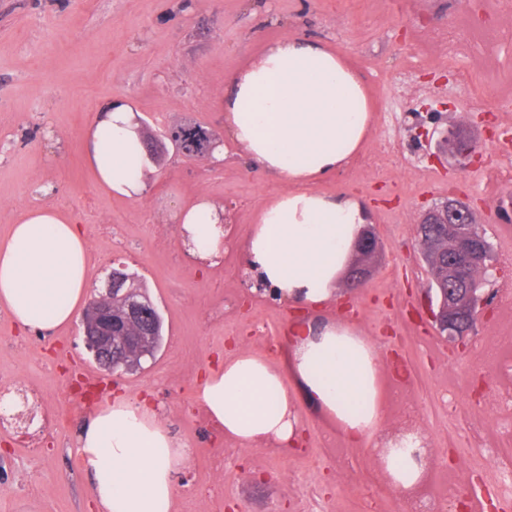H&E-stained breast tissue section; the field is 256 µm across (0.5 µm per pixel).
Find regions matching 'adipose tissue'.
I'll return each instance as SVG.
<instances>
[{
    "label": "adipose tissue",
    "mask_w": 512,
    "mask_h": 512,
    "mask_svg": "<svg viewBox=\"0 0 512 512\" xmlns=\"http://www.w3.org/2000/svg\"><path fill=\"white\" fill-rule=\"evenodd\" d=\"M224 127L251 165L285 177L292 191L270 202L245 243V274L253 285L302 304L331 298L349 268L368 222L351 196L312 190L319 177L348 164L364 140L370 115L360 77L321 43L286 38L230 75L224 86ZM87 157L106 191L137 199L147 185L139 124L118 97L90 132ZM185 248L200 259L224 249V210L207 197L175 210ZM87 238L51 207L26 211L0 239V308L25 330L71 323L89 295ZM292 375L302 392L335 421L352 445L380 429V368L375 346L343 324L294 329L286 366L243 350L209 371L197 399L227 440L243 446L295 443L296 402L284 385ZM384 456L394 485L415 488L429 467L421 442L409 436ZM101 512H172L175 475L189 455L146 401L116 400L90 416L78 440Z\"/></svg>",
    "instance_id": "obj_1"
}]
</instances>
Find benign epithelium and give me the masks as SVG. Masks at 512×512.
<instances>
[{
	"label": "benign epithelium",
	"instance_id": "obj_1",
	"mask_svg": "<svg viewBox=\"0 0 512 512\" xmlns=\"http://www.w3.org/2000/svg\"><path fill=\"white\" fill-rule=\"evenodd\" d=\"M166 137L185 158L200 152L209 155L216 146L214 135L200 125H180L168 130ZM419 224H443L448 228L451 246L445 248L433 240L423 255L434 269L433 280L425 290L427 316L439 332L460 340L472 331L485 300L473 288V281L489 280L493 270L490 247L474 230L476 218L470 204L453 196L425 209ZM122 284L120 273L113 272L106 294L91 297L82 323L86 348L108 376L115 370L112 355L125 354L144 341L142 336L131 335L130 329L142 324L152 308L147 301L131 298L124 311L114 315L112 290Z\"/></svg>",
	"mask_w": 512,
	"mask_h": 512
}]
</instances>
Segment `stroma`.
Segmentation results:
<instances>
[{
	"instance_id": "obj_1",
	"label": "stroma",
	"mask_w": 512,
	"mask_h": 512,
	"mask_svg": "<svg viewBox=\"0 0 512 512\" xmlns=\"http://www.w3.org/2000/svg\"><path fill=\"white\" fill-rule=\"evenodd\" d=\"M483 0H0V237L32 206H52L80 224L95 262L89 272L103 288L113 264L137 272L164 319L163 346L143 369L122 374L116 392H151L158 418L190 455L177 475V512H406L392 491L372 442L347 444L302 392H295L307 436L303 450L277 454L262 446L224 442L215 454L197 426L200 377L223 362L225 341L283 360L292 304L248 290L244 242L261 208L285 193V178L251 168L224 130L218 108L227 75L257 60L284 38H316L344 57L366 86L371 127L360 161L316 185L328 195H352L368 208L381 243L365 287L340 281L334 298L316 311L327 321L356 326L377 347L383 400L381 432L401 433L403 407L436 459L426 485L441 489L456 476L466 490L472 474L492 486L496 463L470 436L512 452V423L490 403L498 367L475 353L482 339L512 331V313L490 304L463 342L448 343L421 312L427 274L417 233L421 211L472 185L491 197L474 198L481 229L494 253H512V223L494 216L512 194V159L477 132L475 165L436 159L416 138V126L440 131L473 123L503 94L512 93V13L495 6L496 45L473 41L475 55L492 59L475 68L472 84L449 81L448 62L420 39L421 29L448 30L463 11L483 14ZM128 95L148 132L196 123L224 148L222 162L168 154L147 174L134 201L100 188L86 159V138L113 96ZM204 196L228 209L232 233L219 263H198L169 220L174 207ZM71 360H64V353ZM402 361L411 383L405 403L389 398ZM93 366L79 323L23 334L0 309V381L38 387L47 407L67 396L74 364ZM456 393L457 410L445 399ZM89 414L73 409L70 424L51 429L39 454L0 432V512H91L89 485L76 440ZM341 463H334L336 448Z\"/></svg>"
}]
</instances>
